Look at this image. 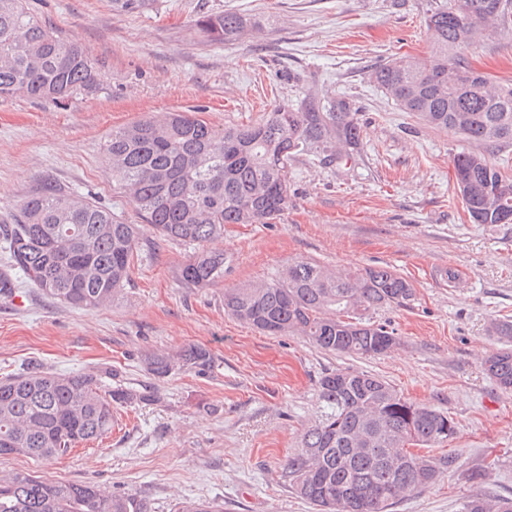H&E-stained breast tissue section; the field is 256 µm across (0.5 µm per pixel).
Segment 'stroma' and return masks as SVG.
Listing matches in <instances>:
<instances>
[{
    "label": "stroma",
    "mask_w": 512,
    "mask_h": 512,
    "mask_svg": "<svg viewBox=\"0 0 512 512\" xmlns=\"http://www.w3.org/2000/svg\"><path fill=\"white\" fill-rule=\"evenodd\" d=\"M440 0H157L121 10L112 0H29L43 24L78 39L100 64L99 87L64 102L0 99V214L46 180L92 198L127 223L141 218L112 187L101 144L112 129L166 112L197 111L209 126L262 121L279 101L347 98L361 125L351 167L306 156L289 168L295 197L268 224L227 225L216 241L231 261L223 281L186 286L188 246L151 235L122 297L99 310L70 307L17 276L19 298H0V377L38 365L72 373L112 367L147 383L144 355L196 345L212 372L158 383L154 401L118 412L102 442L38 462L0 457V471L133 492L152 512L189 500L224 512H315L282 471L300 436L321 417L317 381L350 368L447 412L458 470L399 500L392 512H461L471 496L512 497V391L486 375L500 343L490 327L512 316V224H475L454 188L453 159L473 143L426 127L370 78L398 56L431 59L426 19ZM236 12L251 25L213 41L198 15ZM472 67L512 79V32L463 53ZM307 259L341 270L389 266L413 282L416 301L376 311L397 343L361 357L318 349L304 336H273L224 312L225 289L274 278ZM454 269L459 279L440 278ZM494 470L477 482L479 465Z\"/></svg>",
    "instance_id": "obj_1"
}]
</instances>
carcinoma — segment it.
Instances as JSON below:
<instances>
[{
	"instance_id": "carcinoma-1",
	"label": "carcinoma",
	"mask_w": 512,
	"mask_h": 512,
	"mask_svg": "<svg viewBox=\"0 0 512 512\" xmlns=\"http://www.w3.org/2000/svg\"><path fill=\"white\" fill-rule=\"evenodd\" d=\"M28 0H0V98L62 101L99 85L96 59L77 40H64L28 8ZM453 0L431 11L427 34L439 62L395 57L370 79L425 125L477 144L512 143V79L499 81L465 63L462 52L488 27L512 30V0ZM213 40L238 38L248 20L235 13L196 20ZM475 75L463 93L457 70ZM362 145L349 100L322 105L286 100L254 125L216 130L185 113H170L112 130L101 146L120 190L143 220L117 214L55 182H45L0 218L10 269L46 296L78 309L112 304L128 282L146 232L193 248L180 269L183 283L205 288L224 280L228 260L210 247L227 224H267L293 197L288 167L305 155L340 165ZM462 204L475 224H512V176L480 152L454 158ZM412 282L389 267L336 272L297 260L271 281L224 289V312L263 333L307 337L316 347L358 356L383 355L394 331L370 321V312L408 307ZM502 347L484 360L488 375L512 390V319L492 324ZM214 358L199 346L143 359L155 380L181 371L211 372ZM105 387L90 371L50 373L33 367L0 379V456L50 461L112 431L115 410L154 400V388L130 387L118 373ZM326 411L307 429L284 467L291 491L317 512H390L445 472H457L453 454L412 452L453 439L448 414L415 403L384 379L337 369L318 382ZM0 512H151L134 494L98 485L0 472ZM179 512H224L217 501H185ZM462 512H512V498L472 497Z\"/></svg>"
}]
</instances>
